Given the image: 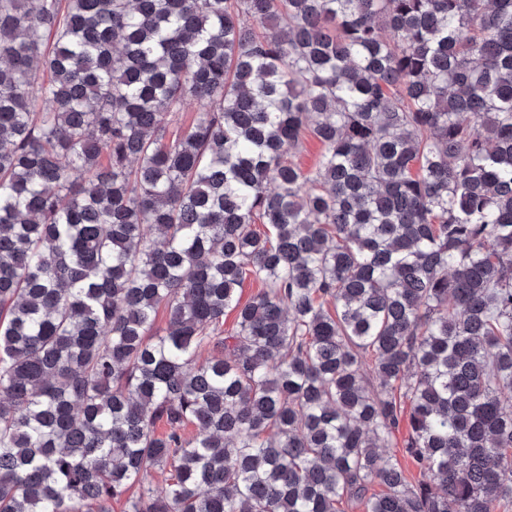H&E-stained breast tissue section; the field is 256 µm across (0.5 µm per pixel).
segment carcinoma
<instances>
[{"label":"carcinoma","instance_id":"obj_1","mask_svg":"<svg viewBox=\"0 0 512 512\" xmlns=\"http://www.w3.org/2000/svg\"><path fill=\"white\" fill-rule=\"evenodd\" d=\"M135 484L512 505V0H0V512ZM321 152V143L311 133H307L295 161L304 172H310L316 167Z\"/></svg>","mask_w":512,"mask_h":512}]
</instances>
